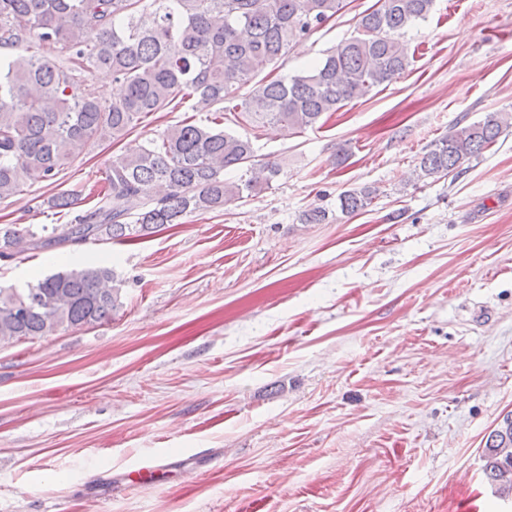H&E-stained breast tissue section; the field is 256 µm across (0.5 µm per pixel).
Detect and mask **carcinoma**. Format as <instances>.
Masks as SVG:
<instances>
[{"instance_id":"1","label":"carcinoma","mask_w":512,"mask_h":512,"mask_svg":"<svg viewBox=\"0 0 512 512\" xmlns=\"http://www.w3.org/2000/svg\"><path fill=\"white\" fill-rule=\"evenodd\" d=\"M434 0H377L358 35L290 78H268L235 102L285 56L291 44L326 24L344 0H0V201L22 192L19 177L50 185L86 149L121 141L153 112L188 105L207 124L182 120L105 168L98 205L56 224L47 236L0 226V260L31 250L145 236L191 214L224 209L280 173L255 160L250 139L220 128L224 113L254 128H313L368 87L398 78L411 60L405 33ZM105 69L123 87L100 99L88 76ZM512 117L489 112L455 124L423 154L419 177L458 175L495 144ZM240 171L237 180L224 171ZM375 191L343 192L341 212L368 208ZM107 266L58 272L21 290L0 288V340L81 331L112 320L119 289ZM495 493L512 501V412L483 451Z\"/></svg>"}]
</instances>
